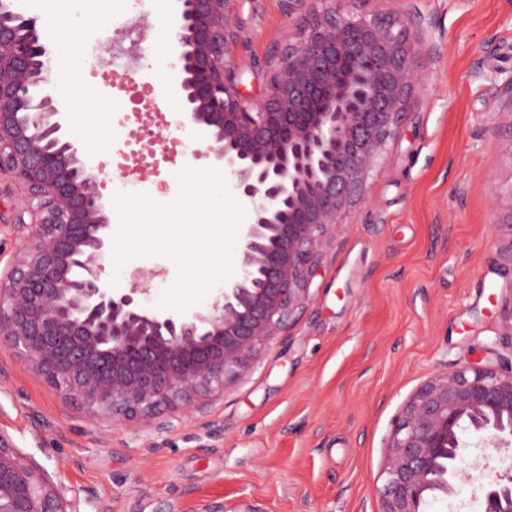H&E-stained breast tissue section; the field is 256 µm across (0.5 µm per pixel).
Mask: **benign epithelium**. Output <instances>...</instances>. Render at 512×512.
Here are the masks:
<instances>
[{
  "label": "benign epithelium",
  "mask_w": 512,
  "mask_h": 512,
  "mask_svg": "<svg viewBox=\"0 0 512 512\" xmlns=\"http://www.w3.org/2000/svg\"><path fill=\"white\" fill-rule=\"evenodd\" d=\"M174 86L199 135L196 160L224 166L251 206L235 276L189 313L146 309L154 273L115 292L106 281L112 216L101 168L68 138L53 95L50 50L17 0L0 3V177L21 190L23 244L0 270V347L90 419L158 432L190 417L208 433L211 404L249 372L303 308L331 229L417 107L420 35L409 22L322 0L296 41L260 63L238 56L235 0H177ZM262 70L266 92L241 78ZM512 446V366L456 364L407 398L385 441L381 512H425L469 478L463 435ZM0 512H82L81 499L0 431ZM483 512H512V477L490 483Z\"/></svg>",
  "instance_id": "1"
}]
</instances>
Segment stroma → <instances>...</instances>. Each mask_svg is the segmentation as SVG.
<instances>
[{
    "mask_svg": "<svg viewBox=\"0 0 512 512\" xmlns=\"http://www.w3.org/2000/svg\"><path fill=\"white\" fill-rule=\"evenodd\" d=\"M46 42L78 26L66 68L50 91L103 104L91 165L105 196L143 192L165 203L198 142L172 90L174 71L155 67L173 51L178 4L156 0L81 21L20 0ZM319 0H236L239 54L266 61L292 43ZM367 11L430 21L421 52L418 107L404 120L366 200L328 237L305 307L244 378L228 385L208 418L172 431L91 422L43 379L0 352V430L81 498L83 512H380L384 442L400 406L426 379L459 361L512 360L504 324L512 313V0H369ZM139 43L136 67L96 72L93 53ZM170 124L166 146L139 128ZM20 203L0 181V268L20 246L11 222ZM154 274L143 301L155 308L175 280L163 257L129 261Z\"/></svg>",
    "mask_w": 512,
    "mask_h": 512,
    "instance_id": "1",
    "label": "stroma"
}]
</instances>
